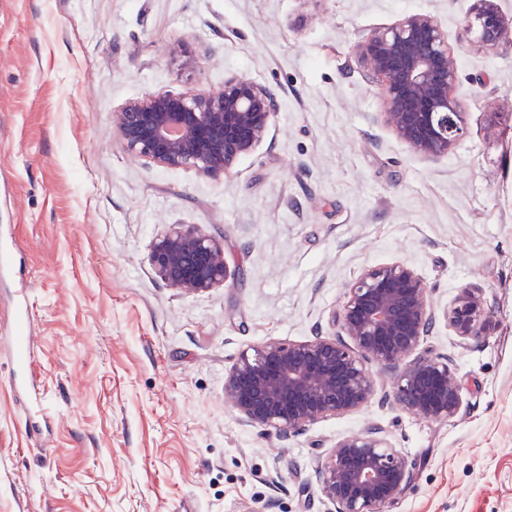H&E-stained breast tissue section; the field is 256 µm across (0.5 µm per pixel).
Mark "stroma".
Masks as SVG:
<instances>
[{"mask_svg":"<svg viewBox=\"0 0 512 512\" xmlns=\"http://www.w3.org/2000/svg\"><path fill=\"white\" fill-rule=\"evenodd\" d=\"M473 0H0V225L29 284L30 396L15 388L12 289L0 286V512H332L315 471L370 424L416 464L389 512H512V44L463 31ZM430 16L458 61L464 136L412 152L385 123L356 45ZM200 53L185 70L182 51ZM249 80L280 109L226 176L124 149L114 114L159 92ZM171 224L224 237V286L155 275ZM399 262L432 289L424 349L464 384L459 415L388 401L279 441L224 402L239 355L329 332L344 286ZM483 289L493 323L445 318ZM490 321L491 311L479 288H462L448 310V324L462 339L478 338Z\"/></svg>","mask_w":512,"mask_h":512,"instance_id":"1","label":"stroma"}]
</instances>
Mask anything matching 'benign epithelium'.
<instances>
[{"mask_svg": "<svg viewBox=\"0 0 512 512\" xmlns=\"http://www.w3.org/2000/svg\"><path fill=\"white\" fill-rule=\"evenodd\" d=\"M465 30L493 48L512 40V21L498 0H474ZM382 87L385 120L412 150L448 154L463 135L458 71L448 37L425 14H413L356 45ZM278 111L276 97L257 85L232 80L224 89L147 95L116 112L124 148L158 167L207 176L228 175L238 159L264 138ZM156 277L167 287L196 294L224 285V237L196 224H173L151 245ZM430 287L413 268L383 264L346 285L338 331L301 343L269 341L242 353L224 379V402L239 419L280 438L303 433L325 419L365 406L374 394L372 362L393 377L394 400L427 421L455 417L463 386L452 361L421 350L436 315ZM491 321L478 288H463L448 310L462 339H476ZM415 464L377 426L338 440L318 471L334 512H382L414 479Z\"/></svg>", "mask_w": 512, "mask_h": 512, "instance_id": "obj_1", "label": "benign epithelium"}]
</instances>
